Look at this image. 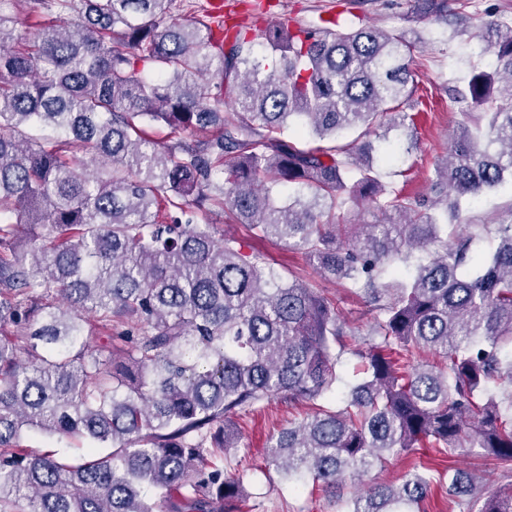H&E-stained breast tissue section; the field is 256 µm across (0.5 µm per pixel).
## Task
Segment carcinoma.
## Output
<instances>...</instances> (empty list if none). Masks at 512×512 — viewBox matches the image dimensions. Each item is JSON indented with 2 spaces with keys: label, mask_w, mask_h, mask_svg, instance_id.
<instances>
[{
  "label": "carcinoma",
  "mask_w": 512,
  "mask_h": 512,
  "mask_svg": "<svg viewBox=\"0 0 512 512\" xmlns=\"http://www.w3.org/2000/svg\"><path fill=\"white\" fill-rule=\"evenodd\" d=\"M176 2L49 0L56 19L33 34L0 13V512H242L225 428L275 396L311 412L268 464L333 495L357 484L347 512H427L444 484L452 510L512 512V482L488 494L423 463L362 483L420 448L512 471V390L490 388L512 385V205L480 225L488 256L455 224L512 183V24L484 23L495 68L458 99L480 121L419 199L378 170L411 150L389 134L415 126L414 29L321 18L227 41ZM424 4L447 20V0ZM153 123L189 138L160 143ZM207 204L350 283L379 341L350 349L337 301L217 236ZM347 352L362 377L336 411L319 401ZM27 430L86 453H36Z\"/></svg>",
  "instance_id": "obj_1"
}]
</instances>
